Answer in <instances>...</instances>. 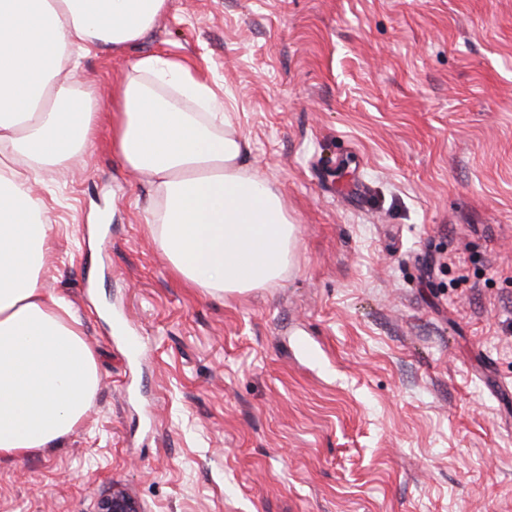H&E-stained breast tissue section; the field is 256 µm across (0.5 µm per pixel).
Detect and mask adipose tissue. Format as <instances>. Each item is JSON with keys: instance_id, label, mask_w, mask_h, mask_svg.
I'll return each instance as SVG.
<instances>
[{"instance_id": "ef3b65f1", "label": "adipose tissue", "mask_w": 512, "mask_h": 512, "mask_svg": "<svg viewBox=\"0 0 512 512\" xmlns=\"http://www.w3.org/2000/svg\"><path fill=\"white\" fill-rule=\"evenodd\" d=\"M168 0H0V461L63 444L99 389L76 312L40 279L53 252L40 172L92 147L158 198L149 222L175 276L201 294L266 288L290 265L297 227L279 192L248 172L223 99L183 60L136 59L108 101L77 86L73 50H123Z\"/></svg>"}]
</instances>
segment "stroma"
Instances as JSON below:
<instances>
[{
	"label": "stroma",
	"mask_w": 512,
	"mask_h": 512,
	"mask_svg": "<svg viewBox=\"0 0 512 512\" xmlns=\"http://www.w3.org/2000/svg\"><path fill=\"white\" fill-rule=\"evenodd\" d=\"M160 51L223 95L294 262L201 295L108 134L42 170L41 284L100 385L61 447L0 463V512L114 483L146 512H512V0H169L78 78L104 96Z\"/></svg>",
	"instance_id": "obj_1"
}]
</instances>
